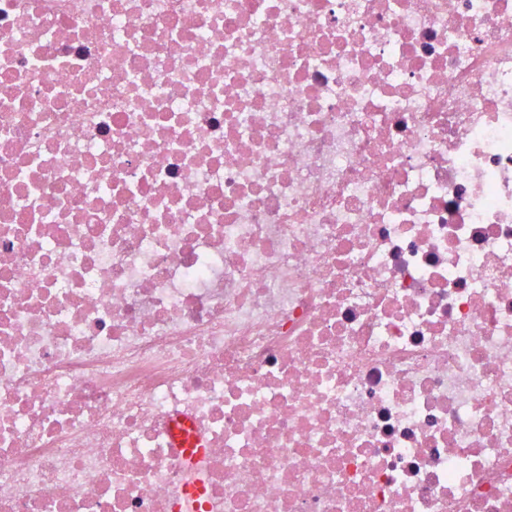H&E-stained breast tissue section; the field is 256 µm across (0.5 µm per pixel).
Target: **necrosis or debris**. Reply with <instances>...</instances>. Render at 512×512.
I'll list each match as a JSON object with an SVG mask.
<instances>
[{
    "label": "necrosis or debris",
    "instance_id": "1",
    "mask_svg": "<svg viewBox=\"0 0 512 512\" xmlns=\"http://www.w3.org/2000/svg\"><path fill=\"white\" fill-rule=\"evenodd\" d=\"M0 512H512V0H0Z\"/></svg>",
    "mask_w": 512,
    "mask_h": 512
}]
</instances>
